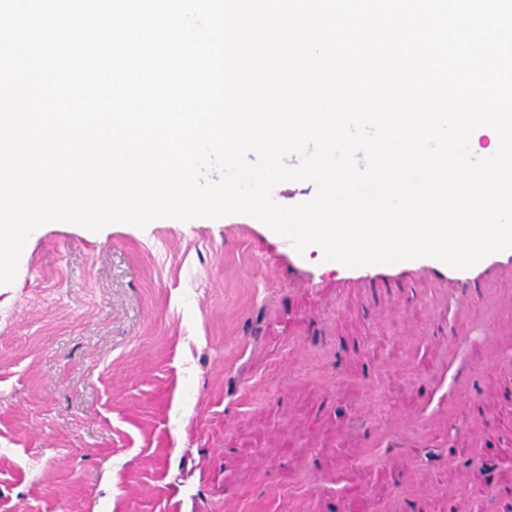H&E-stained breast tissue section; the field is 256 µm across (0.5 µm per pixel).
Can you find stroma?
I'll return each mask as SVG.
<instances>
[{
	"mask_svg": "<svg viewBox=\"0 0 512 512\" xmlns=\"http://www.w3.org/2000/svg\"><path fill=\"white\" fill-rule=\"evenodd\" d=\"M0 512H512V255L40 226L0 284Z\"/></svg>",
	"mask_w": 512,
	"mask_h": 512,
	"instance_id": "35a3bbf8",
	"label": "stroma"
}]
</instances>
